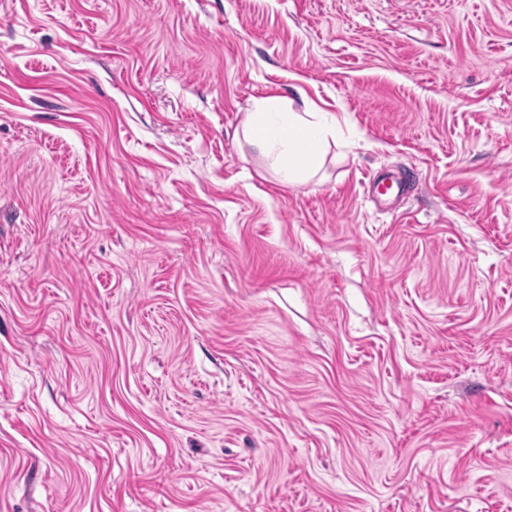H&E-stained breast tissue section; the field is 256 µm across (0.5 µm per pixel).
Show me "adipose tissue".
Wrapping results in <instances>:
<instances>
[{
  "label": "adipose tissue",
  "mask_w": 512,
  "mask_h": 512,
  "mask_svg": "<svg viewBox=\"0 0 512 512\" xmlns=\"http://www.w3.org/2000/svg\"><path fill=\"white\" fill-rule=\"evenodd\" d=\"M336 123L322 112L294 111L278 98L255 101L244 130L246 142L270 159L284 182L313 179L323 164Z\"/></svg>",
  "instance_id": "obj_1"
}]
</instances>
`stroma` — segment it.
Segmentation results:
<instances>
[{"mask_svg": "<svg viewBox=\"0 0 512 512\" xmlns=\"http://www.w3.org/2000/svg\"><path fill=\"white\" fill-rule=\"evenodd\" d=\"M0 512H512V0H0ZM244 130L246 142L271 160L284 182L313 179L323 164L329 138L336 140V119L324 112L294 111L278 98L254 103Z\"/></svg>", "mask_w": 512, "mask_h": 512, "instance_id": "stroma-1", "label": "stroma"}]
</instances>
